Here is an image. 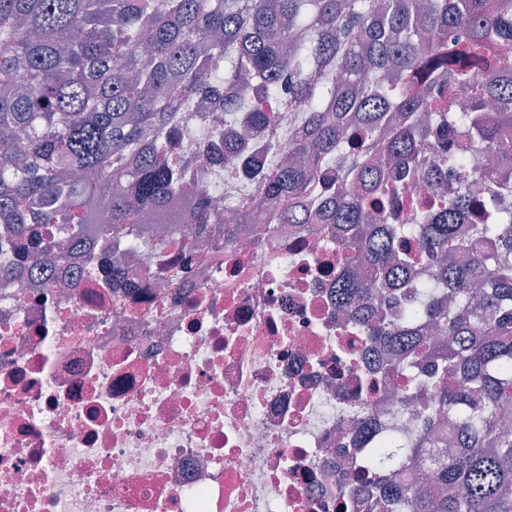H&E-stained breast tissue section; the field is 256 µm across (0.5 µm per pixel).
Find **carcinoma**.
<instances>
[{"label": "carcinoma", "instance_id": "carcinoma-1", "mask_svg": "<svg viewBox=\"0 0 512 512\" xmlns=\"http://www.w3.org/2000/svg\"><path fill=\"white\" fill-rule=\"evenodd\" d=\"M511 56L512 0H0V284L50 282L77 249L113 278L98 239L115 250L153 217L182 234L225 225L186 177L218 163L260 189L238 223L276 201L282 223L312 212L360 246L366 273L336 281V308L393 353L422 427L369 449L371 421L358 423L369 452L352 488L384 512H512V209L458 236L481 207L467 153L512 158ZM205 101L230 119L182 151ZM301 105L285 147L270 112ZM449 139L446 206L387 223ZM285 148L295 161L270 165ZM177 194L193 200L181 216ZM424 252L436 264L419 284ZM442 416L453 450L434 454L427 424Z\"/></svg>", "mask_w": 512, "mask_h": 512}]
</instances>
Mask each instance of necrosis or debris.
<instances>
[{
  "label": "necrosis or debris",
  "mask_w": 512,
  "mask_h": 512,
  "mask_svg": "<svg viewBox=\"0 0 512 512\" xmlns=\"http://www.w3.org/2000/svg\"><path fill=\"white\" fill-rule=\"evenodd\" d=\"M150 239L107 288L0 287V512H366L356 422L417 410L362 388L391 356L336 315L358 253L270 210Z\"/></svg>",
  "instance_id": "necrosis-or-debris-1"
}]
</instances>
